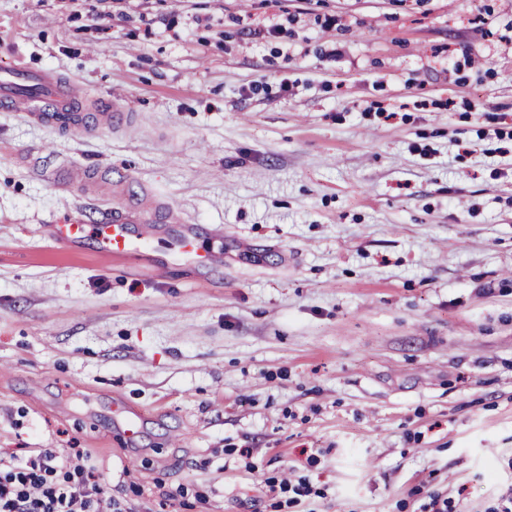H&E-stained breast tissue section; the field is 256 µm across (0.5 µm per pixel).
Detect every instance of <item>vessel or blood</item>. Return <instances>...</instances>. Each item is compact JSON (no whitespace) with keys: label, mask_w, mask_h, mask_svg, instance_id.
Masks as SVG:
<instances>
[{"label":"vessel or blood","mask_w":512,"mask_h":512,"mask_svg":"<svg viewBox=\"0 0 512 512\" xmlns=\"http://www.w3.org/2000/svg\"><path fill=\"white\" fill-rule=\"evenodd\" d=\"M82 88L48 70L18 64L0 68V109L22 113L28 123L42 127L84 126ZM179 217L167 202L132 203L129 212L104 217L94 224H56L51 237L58 249L72 252L85 241L96 244L98 253L115 260L147 254L149 236L139 233L141 224H175ZM171 261L194 265L214 263L217 250L203 247L192 229H184L169 241Z\"/></svg>","instance_id":"obj_1"}]
</instances>
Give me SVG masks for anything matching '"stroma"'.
<instances>
[{"label":"stroma","instance_id":"stroma-1","mask_svg":"<svg viewBox=\"0 0 512 512\" xmlns=\"http://www.w3.org/2000/svg\"><path fill=\"white\" fill-rule=\"evenodd\" d=\"M18 62L131 119L0 111V449L84 448L123 512L512 498V0H0ZM144 189L223 262L55 248Z\"/></svg>","mask_w":512,"mask_h":512}]
</instances>
